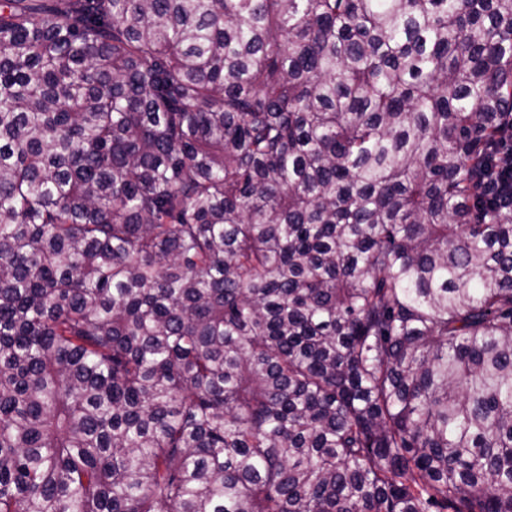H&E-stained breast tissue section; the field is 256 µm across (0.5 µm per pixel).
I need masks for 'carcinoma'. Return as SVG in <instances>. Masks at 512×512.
<instances>
[{
	"mask_svg": "<svg viewBox=\"0 0 512 512\" xmlns=\"http://www.w3.org/2000/svg\"><path fill=\"white\" fill-rule=\"evenodd\" d=\"M512 0H0V512H512Z\"/></svg>",
	"mask_w": 512,
	"mask_h": 512,
	"instance_id": "1",
	"label": "carcinoma"
}]
</instances>
